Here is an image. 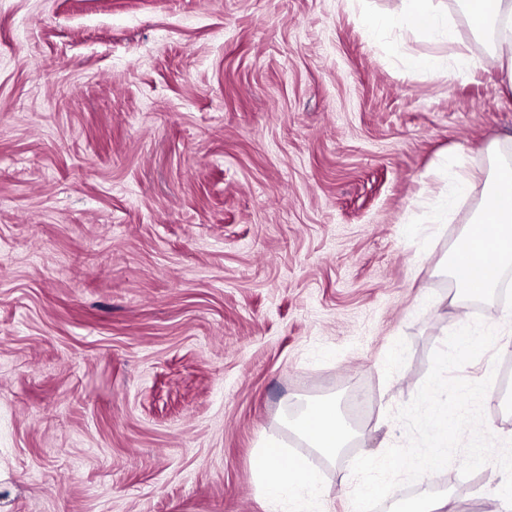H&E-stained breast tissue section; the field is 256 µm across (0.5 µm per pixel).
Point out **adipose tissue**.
<instances>
[{"label":"adipose tissue","mask_w":512,"mask_h":512,"mask_svg":"<svg viewBox=\"0 0 512 512\" xmlns=\"http://www.w3.org/2000/svg\"><path fill=\"white\" fill-rule=\"evenodd\" d=\"M400 11L393 16L371 20V29L400 26L420 33L427 39L454 40L455 31L447 14L438 11L432 0H401ZM466 13L480 10L484 20L470 46L448 60L435 57H410L406 64L432 74L444 70L465 71L490 57L512 86V0H462ZM481 210L473 224L465 229L450 263L451 275L463 292L479 295L490 292L496 283L491 277L472 278L467 270L472 259L493 252L497 265H512V166L495 167L485 184ZM294 428L321 454L333 455L346 446L349 431L335 406L318 402L307 406L295 420ZM256 471L268 494L276 499H293L321 493L317 472L301 461L285 460L271 446L259 449Z\"/></svg>","instance_id":"ef3b65f1"}]
</instances>
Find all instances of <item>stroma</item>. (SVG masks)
Masks as SVG:
<instances>
[{
    "label": "stroma",
    "instance_id": "stroma-1",
    "mask_svg": "<svg viewBox=\"0 0 512 512\" xmlns=\"http://www.w3.org/2000/svg\"><path fill=\"white\" fill-rule=\"evenodd\" d=\"M400 0H0V512H272L268 441L353 512V459L406 444L393 414L457 321L449 258L482 186L437 221L449 165L512 157L497 68L437 77L454 42L369 33ZM494 356L485 426L512 439ZM371 394L350 418V390ZM335 400L329 458L295 431ZM431 479L454 512H512L481 468Z\"/></svg>",
    "mask_w": 512,
    "mask_h": 512
}]
</instances>
